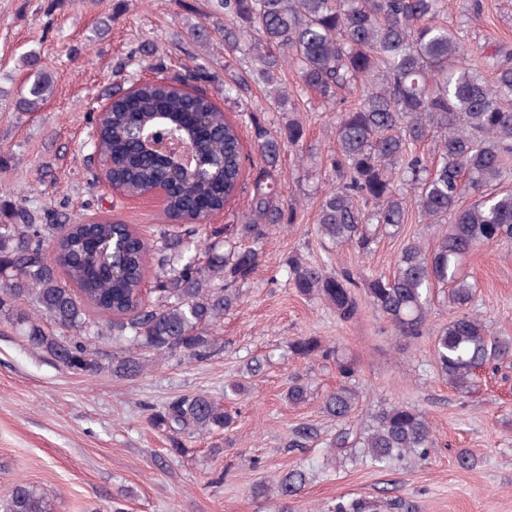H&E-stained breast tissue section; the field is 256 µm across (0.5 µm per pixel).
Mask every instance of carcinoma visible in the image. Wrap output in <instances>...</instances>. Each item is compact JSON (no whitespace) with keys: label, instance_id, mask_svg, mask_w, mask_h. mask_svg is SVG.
I'll return each instance as SVG.
<instances>
[{"label":"carcinoma","instance_id":"cac0c4a2","mask_svg":"<svg viewBox=\"0 0 512 512\" xmlns=\"http://www.w3.org/2000/svg\"><path fill=\"white\" fill-rule=\"evenodd\" d=\"M214 9L235 16L258 36L252 46L257 68L224 85L225 101H241L254 78L278 100L286 99L279 75L288 63L301 86L327 103H343L345 92L362 90L356 106L340 109L331 129L336 154L329 165L335 184L320 204V238L364 255L379 233H400L412 210L429 225L446 224L430 250L417 239L406 241L388 277L349 269L330 276L322 265L291 257L288 279L300 295L323 299L341 321L349 322L360 315L356 288L362 286L396 335L416 340L426 334L434 289L446 286L459 312L433 336L432 356L448 384L466 392L476 369L512 363V340L491 335L479 314L469 309L477 284L460 270L462 260L476 248L512 243V190L500 188L512 178V58L483 59L482 65L494 71L492 79H485L470 62L464 37L438 21L448 0H215ZM22 64L27 70L25 92L15 108L38 112L53 96L55 79L34 53L25 55ZM180 80L175 75L166 85L138 84L131 97L113 93L94 149L109 163L122 192L136 195L165 177V163L139 149L136 131L151 126L160 111L175 118L183 112L206 113L209 124L203 138L211 156L224 158V168L181 178L166 217H177L186 229L162 226L151 246L119 234V224L97 223V234L112 232L124 243L122 273L113 278L81 261L89 238L80 217H64L61 223L69 225V232L62 235L58 225L49 223L52 215L17 205L11 222L0 224V318L71 372L93 376L102 371L95 342L103 338L117 349L112 372L126 378L147 368L144 351L155 356L180 353L195 361L211 358L216 352L214 327L238 306V285L263 261L266 226L294 223V209L276 205L269 179L280 168L281 139L300 145L303 125L290 120L275 138L249 112L262 165L249 186L244 223L222 242L192 245L199 235L193 226L197 200L204 198L222 210L241 186L242 141L238 124L207 94H186ZM430 136L436 138L432 166L417 151ZM466 196L474 201L464 207ZM48 237L55 239V249L43 256ZM151 268L155 297L144 301L137 288ZM35 314L53 328L37 323ZM291 349L302 359L336 363L340 384L323 397L321 410L349 422L359 403L354 360L316 336L297 337ZM309 396L310 386L300 378L288 388V402L294 406ZM149 422L181 454L183 439L228 428L235 417L208 394L197 392L152 410ZM316 437L313 426L301 424L292 430L291 446ZM329 447L357 448L365 462L385 469L429 458L436 437L420 410L393 403L378 409L365 427L341 430ZM308 481V473L295 468L271 484L255 485L254 493L275 494L280 512H290L288 501ZM406 509L400 501L347 496L327 506V512ZM0 512H55V504L37 486L20 481L0 501Z\"/></svg>","mask_w":512,"mask_h":512}]
</instances>
